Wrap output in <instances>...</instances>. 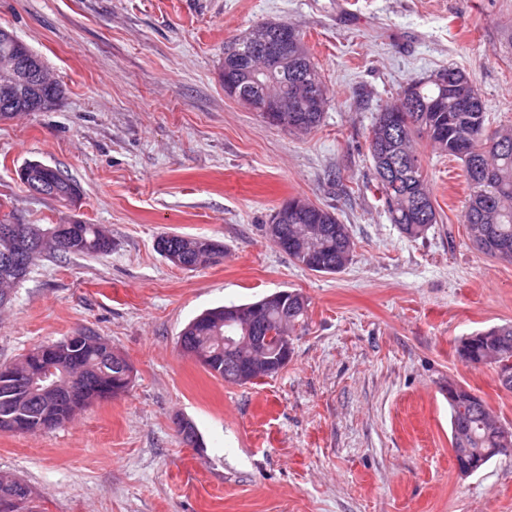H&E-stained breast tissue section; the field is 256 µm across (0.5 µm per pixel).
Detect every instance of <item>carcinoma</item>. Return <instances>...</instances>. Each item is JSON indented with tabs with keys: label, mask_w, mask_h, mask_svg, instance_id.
Returning <instances> with one entry per match:
<instances>
[{
	"label": "carcinoma",
	"mask_w": 512,
	"mask_h": 512,
	"mask_svg": "<svg viewBox=\"0 0 512 512\" xmlns=\"http://www.w3.org/2000/svg\"><path fill=\"white\" fill-rule=\"evenodd\" d=\"M267 42L258 44L250 34L224 46V72L237 89V99L257 104L268 86L274 84L285 93L288 103H296L307 116L303 133L320 126L327 97L305 99L297 78L304 76L323 84L304 35L286 22L267 21ZM279 50L280 62L274 73L257 72L253 57L269 47ZM447 81L437 82L428 76L408 83L418 102L416 110L404 108L403 94L377 113L369 132V150L374 163L376 188L387 207L390 222L411 238L423 236L439 223L427 174L422 160L413 152L412 142L427 138L440 152L461 159L465 164L468 199L464 212L468 239L479 252L512 263V131L491 130L486 124L482 94L467 73L457 67L440 70ZM465 85L474 93L468 112H456L451 87ZM396 166L388 180L382 169ZM39 168V175L62 189L74 181L61 171L40 161H28L23 168ZM305 224H321L328 237L313 251L301 254L288 250L289 258L306 269L320 274H336L349 264L354 243L347 225L331 210L309 205L304 211ZM45 229L59 232L69 241L63 254L98 255L112 250V238L98 224H50ZM57 253L55 241L35 245L21 262L5 266L0 262V297L11 291L29 275L35 261L45 253ZM239 329L224 324V307L210 309L193 319L181 332L179 344L186 352L208 356L205 369L214 377L230 382L224 368V337L236 336ZM103 338L94 334L75 347L64 342L39 346L26 354L12 368V378H0V431L26 433L49 430L70 421L74 413L105 394L117 397L127 391L130 367H122L101 353ZM504 352L512 358V324L493 327L462 340L459 357L473 365L490 363L491 352ZM52 363L59 370L84 383L52 405L29 396L26 384ZM451 410V447L502 448L512 453V438L490 431L496 418L485 401L466 388L448 384Z\"/></svg>",
	"instance_id": "obj_1"
}]
</instances>
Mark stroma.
I'll use <instances>...</instances> for the list:
<instances>
[{
    "instance_id": "1",
    "label": "stroma",
    "mask_w": 512,
    "mask_h": 512,
    "mask_svg": "<svg viewBox=\"0 0 512 512\" xmlns=\"http://www.w3.org/2000/svg\"><path fill=\"white\" fill-rule=\"evenodd\" d=\"M266 21L302 31L319 67L328 103L311 133L224 92L225 43ZM0 27L63 88L56 110L0 121V202L22 224L112 239L105 255L37 260L0 308V364L84 329L132 368L127 392L62 427L0 432V472L37 512H512V454L459 476L448 406L457 383L512 426L494 367L456 352L512 323V263L470 244L460 161L416 139L440 220L414 239L390 223L368 150L376 114L449 65L490 128H512V0H0ZM29 160L73 178L79 204L29 192ZM292 197L347 224L343 272L266 238ZM166 234L223 242L224 261L177 267L156 248ZM284 290L308 308L277 375L228 383L180 348L206 309Z\"/></svg>"
}]
</instances>
